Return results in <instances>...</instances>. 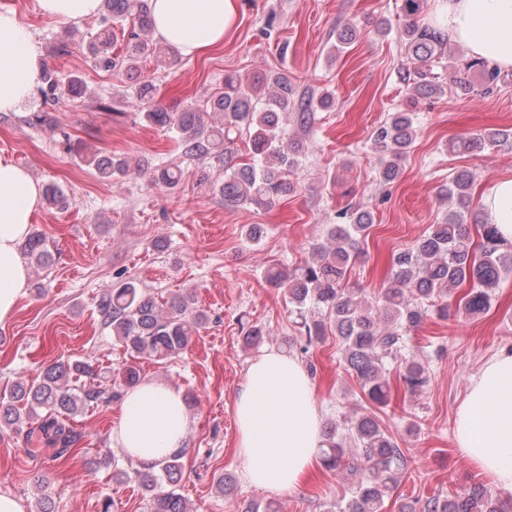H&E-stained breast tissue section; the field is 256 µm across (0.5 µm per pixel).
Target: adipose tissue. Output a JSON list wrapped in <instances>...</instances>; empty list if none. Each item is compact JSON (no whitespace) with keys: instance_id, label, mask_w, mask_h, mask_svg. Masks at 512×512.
I'll return each instance as SVG.
<instances>
[{"instance_id":"1","label":"adipose tissue","mask_w":512,"mask_h":512,"mask_svg":"<svg viewBox=\"0 0 512 512\" xmlns=\"http://www.w3.org/2000/svg\"><path fill=\"white\" fill-rule=\"evenodd\" d=\"M434 22L475 57L512 69V0H435ZM155 34L183 55L223 44L238 22L237 0H151ZM38 43L11 11L0 12V112L32 94L39 72ZM29 172L0 158V326L28 293L20 246L41 204ZM483 219L512 241V175L498 176L482 198ZM237 454L246 481L289 492L305 483L319 461L321 408L301 363L267 350L250 363L234 403ZM188 415L182 392L145 381L129 390L115 415L112 440L140 464H154L184 448ZM457 446L501 490L512 492V351L479 369L458 410Z\"/></svg>"}]
</instances>
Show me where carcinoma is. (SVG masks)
<instances>
[{
  "instance_id": "1",
  "label": "carcinoma",
  "mask_w": 512,
  "mask_h": 512,
  "mask_svg": "<svg viewBox=\"0 0 512 512\" xmlns=\"http://www.w3.org/2000/svg\"><path fill=\"white\" fill-rule=\"evenodd\" d=\"M424 0H402L407 18L402 37L413 73L405 77L417 97L436 95L444 90L437 67H455L478 75L475 85L461 77L456 87L464 95L491 94L498 88L501 72L477 58L456 64L448 61L445 48L448 35L423 25L418 16ZM99 31L86 45L95 65L131 78L128 95L140 106L141 118L148 124L170 127L178 133L182 155L192 160L224 162V183L219 191L224 206L271 209L293 192V176L299 167L300 148L288 144L284 124L302 129L311 126L315 111L334 105L326 92L318 99L300 97L286 72L255 74L248 82L235 73L224 74V91L204 103L191 102L179 112H168L157 103L156 85L135 78L139 63L148 58L172 69L181 58L178 50L154 36L148 0H103ZM123 42L116 54L112 44ZM40 80L45 102L53 105L81 94L82 82L72 76L61 81L55 71L43 69ZM251 145L249 161L233 162V146L241 138ZM416 137L414 115L394 112L375 132L373 149L379 164V181L388 184L401 174ZM512 146V135L500 130L473 138L452 140L448 151L469 152L485 145ZM89 164L98 176L110 180L143 171L140 163L127 158L94 156ZM182 178L178 167L160 166L152 180L170 189ZM473 177L457 172L442 193L448 202V215L410 246L393 255L391 285L372 299L360 298L345 288L344 280L360 253V243L372 226L370 213L357 208L336 213L338 223L326 225L323 241L314 246L317 259L294 270L280 266L265 269V282L283 290L288 303L300 317L296 336L288 350L302 356L325 336L335 334L346 371L356 379L368 404L365 411L325 425L320 460L328 470L345 469L353 477L351 496L346 502L328 505L327 512H381L384 499L396 486L406 468V458L396 440L381 426L374 409L391 401V364L405 349V339L417 329L433 307L447 313L448 290L469 285L457 300L469 315H478L490 306L491 291L512 276V243L499 236L493 224H480L469 211ZM24 254L41 263L49 257L46 239L36 234L24 245ZM113 340L132 358L167 361L179 356L192 336L207 324V313L196 307L192 293H182L169 304L126 282L104 294L98 305ZM267 331L260 324L250 325L243 342L255 348L265 342ZM91 365L78 360L58 359L29 385L18 384L0 393V424L15 431L38 433L50 448L69 451L78 440L71 419L97 404L106 389L95 383ZM399 377L407 390L418 392L429 381L426 365L417 357H406ZM139 381L135 363L117 371L116 385L132 387ZM182 453H175L156 467L119 471L121 478L135 482L145 496L150 512H188L178 493L182 479ZM409 512H512V498L494 497L480 484L462 495L446 498L430 496L419 509Z\"/></svg>"
}]
</instances>
